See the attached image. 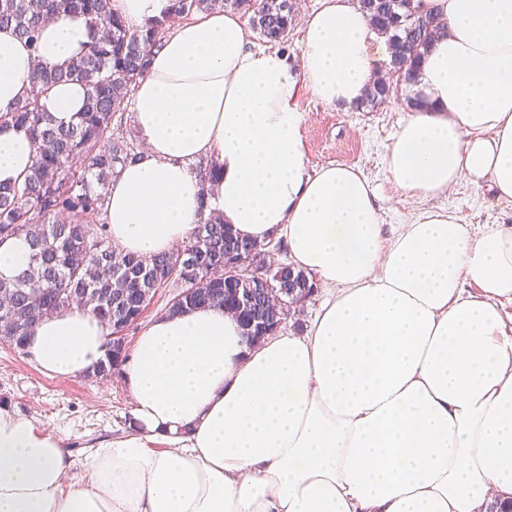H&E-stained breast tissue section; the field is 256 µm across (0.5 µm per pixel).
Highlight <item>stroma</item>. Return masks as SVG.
<instances>
[{
	"mask_svg": "<svg viewBox=\"0 0 512 512\" xmlns=\"http://www.w3.org/2000/svg\"><path fill=\"white\" fill-rule=\"evenodd\" d=\"M409 95V88L401 87L397 98L374 112H344L306 91L297 99L308 168L343 164L359 169L374 189L388 225L403 223L412 209L384 165L387 146L411 117ZM436 204L455 211L474 234L488 224L512 225V202L496 200L485 184L460 181ZM0 407L37 421L62 440L77 463L68 477L73 483L83 476L85 456L126 429L130 398L120 372L107 378L50 376L28 354L0 341Z\"/></svg>",
	"mask_w": 512,
	"mask_h": 512,
	"instance_id": "35a3bbf8",
	"label": "stroma"
}]
</instances>
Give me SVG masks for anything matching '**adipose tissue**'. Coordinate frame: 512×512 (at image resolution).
Masks as SVG:
<instances>
[{"instance_id": "ef3b65f1", "label": "adipose tissue", "mask_w": 512, "mask_h": 512, "mask_svg": "<svg viewBox=\"0 0 512 512\" xmlns=\"http://www.w3.org/2000/svg\"><path fill=\"white\" fill-rule=\"evenodd\" d=\"M127 27L172 0H111ZM444 31L421 60L419 106L385 154L422 207L385 228L356 168L307 167L299 87L358 105L387 45L355 0L306 20L298 72L250 48L244 19L216 10L163 34L133 94L144 148L107 188L113 245L152 258L209 213L241 237L280 242L324 289L304 334L247 344L223 308L154 318L121 366L127 431L83 462L36 421L0 409V512H486L512 498V226L477 234L431 207L461 180L512 200V0H421ZM92 36L61 13L30 49L0 28V112L30 91L35 63L75 57ZM83 86L41 104L74 123ZM36 150L0 129V183ZM207 161L210 171L195 170ZM105 324L72 306L38 322L26 352L48 375L94 373Z\"/></svg>"}]
</instances>
